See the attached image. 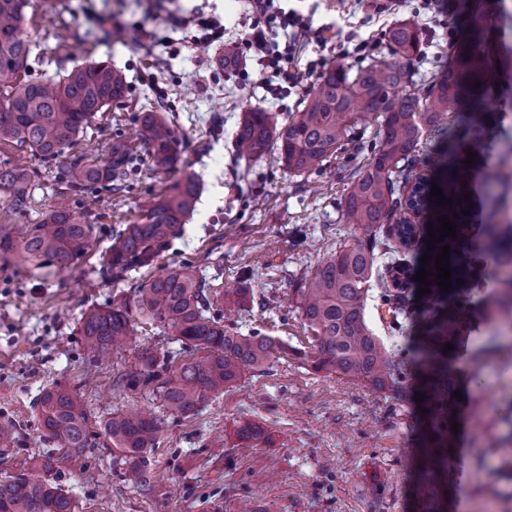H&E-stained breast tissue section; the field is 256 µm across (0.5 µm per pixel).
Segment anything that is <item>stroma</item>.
Here are the masks:
<instances>
[{
  "label": "stroma",
  "instance_id": "obj_1",
  "mask_svg": "<svg viewBox=\"0 0 512 512\" xmlns=\"http://www.w3.org/2000/svg\"><path fill=\"white\" fill-rule=\"evenodd\" d=\"M376 0H285L286 7L315 8L314 24L347 12L365 51L326 48L325 63L351 70L387 55L386 33L399 19L417 21L422 0H399L380 11ZM485 29L484 49L499 72L485 91L483 146L463 165L466 188L482 224H512V111L497 87L512 74V0H477ZM200 9L225 24V43L237 44L249 23L241 0H30L23 26L36 49L34 77L64 74L77 64L110 62L129 84V94L94 120L78 148L92 160L103 156L105 138L136 143V117L153 109L175 126L178 172L200 180V195L170 247L153 268L130 270L111 280L100 274L112 232L133 222L176 175L155 174L140 157L129 191L113 199L105 217L74 202L77 215L94 226V242L65 271L32 270L10 261L0 267V420L17 427L14 444L0 455V477L29 468L33 457L52 452L33 404L47 384L75 392L89 414L91 449L60 459L57 483L76 512H427L416 494V455L426 420L414 400L420 379L407 369L410 398L396 400L367 384L331 371L314 370L307 357L312 333L295 304L293 290L311 269L352 243L354 227L340 201L352 170L379 142L375 124L347 142L318 172L296 175L273 155L245 159L235 150L242 113L261 110L285 119L301 108L310 84L281 99H265L256 76L225 71L223 45L213 46L202 70L173 56L179 33L164 15ZM462 12L437 16L433 41L423 42L411 66L413 84L428 82L448 64L452 29L464 30ZM54 173L40 171V187L27 210L15 213L0 200V224H34L55 201ZM194 265L215 288L216 308L229 309L245 270H253L250 312L233 314L242 334L257 330L284 343L263 369L244 374L212 394L188 418L174 421L150 453V466L133 483L118 450L102 432L114 410L143 407L159 412L158 397L116 389L112 379L133 361V348L98 361L88 357L78 320L81 313L130 294L152 274ZM508 275L483 258L478 285L460 328L465 349L449 353L448 373L462 393L456 402L459 431L448 463V512H512V317L491 314L487 303ZM368 320L393 353H407L418 334L416 321L386 324L376 309ZM251 422L263 442H239L235 430Z\"/></svg>",
  "mask_w": 512,
  "mask_h": 512
}]
</instances>
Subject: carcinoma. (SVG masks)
Here are the masks:
<instances>
[{"label":"carcinoma","mask_w":512,"mask_h":512,"mask_svg":"<svg viewBox=\"0 0 512 512\" xmlns=\"http://www.w3.org/2000/svg\"><path fill=\"white\" fill-rule=\"evenodd\" d=\"M28 3L0 0V145L56 165L59 192L56 205L40 223L26 224L19 232L0 224V252L15 251L24 262L40 260L63 271L92 245L93 225L74 214L71 200L125 191L137 164L136 153L123 139L106 138L99 164L87 162L71 148L98 113L127 97L129 87L122 72L106 61L76 65L57 79L26 76L34 44L22 26ZM420 48L417 28L408 21L396 22L387 38L390 60L373 61L353 75L339 61L330 65L291 120L280 123L268 112L243 113L235 145L238 155L247 158H261L274 150L289 171L309 173L321 169L344 141L353 139L364 121L377 120L379 145L350 175L340 203L347 223L356 229L357 241L339 247L294 292L297 309L314 333L315 370L338 372L398 400L405 392L408 362L423 368L429 426L422 494L436 503L451 451L452 389L446 345L453 343L462 323L474 270L460 264L452 237L435 244L427 268L438 276L436 253L444 245L450 247L456 291L446 298L435 284L428 285L425 334L415 341L409 356L386 350L368 326L366 305L375 287L392 313L393 324L415 314L405 295L389 289L387 275L403 273L407 266L397 260L380 233L394 235L406 250L416 248L419 227L414 219L433 209L434 185L442 189L444 199H452L449 206L458 207L463 176L454 147L428 151L423 140L442 141L461 112L470 114L469 134L478 140L488 70L474 46L467 44L448 54V67L429 83L401 96ZM137 135L155 172L175 168L173 123L146 111L139 117ZM39 178L36 168L0 163V193L15 211H25ZM198 196V177L183 175L145 209L138 222L112 235L101 274L120 279L131 268L151 265L166 251ZM504 240L508 247L500 256L512 264V226L485 225L477 251L488 245L496 248ZM143 323L172 332L185 348L200 355L185 359L177 352L161 354L145 347L118 373L115 386L149 391L166 409L157 415L121 408L104 422L105 435L134 478L145 473L149 453L169 419L194 415L210 394L221 393L245 373L261 369L274 350L283 349L269 336H247L224 325V314L213 307L207 279L189 265L172 267L139 284L129 297L114 296L103 306L87 309L80 318V332L87 352L99 357L123 345ZM34 410L45 439L66 455L80 457L91 447L87 412L69 390L55 383L46 386ZM57 463L53 455H43L35 464L41 477L24 472L0 478V512H75L71 496L55 483Z\"/></svg>","instance_id":"cac0c4a2"}]
</instances>
